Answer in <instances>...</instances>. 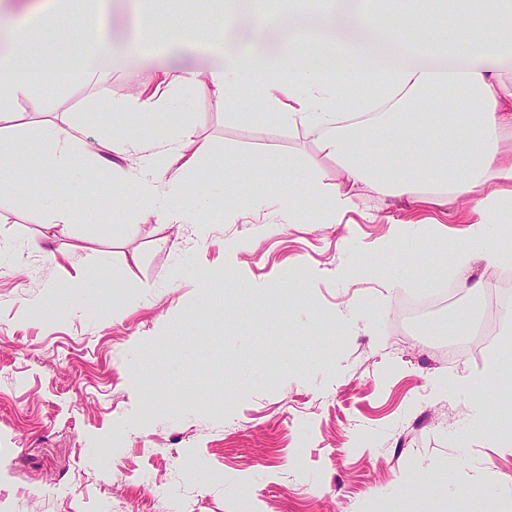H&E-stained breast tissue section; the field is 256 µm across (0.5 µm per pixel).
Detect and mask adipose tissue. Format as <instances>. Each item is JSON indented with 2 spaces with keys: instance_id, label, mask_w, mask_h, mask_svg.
Masks as SVG:
<instances>
[{
  "instance_id": "obj_1",
  "label": "adipose tissue",
  "mask_w": 512,
  "mask_h": 512,
  "mask_svg": "<svg viewBox=\"0 0 512 512\" xmlns=\"http://www.w3.org/2000/svg\"><path fill=\"white\" fill-rule=\"evenodd\" d=\"M107 2L85 0L94 25L78 71L89 80L97 77L108 48L103 32ZM360 22L378 40L377 49L321 44L289 53L274 66L241 55L232 63L235 80H228L220 65L203 81L190 72H170L157 83L142 84L135 104L105 96L97 107L109 115L116 132L134 118L161 129L174 85L262 106L275 122L302 128L325 155L340 161L342 185L331 191L311 187L326 203L324 223H336L355 209L350 189L358 184L426 207L462 203L460 221L469 234L451 264L460 275L459 287L476 288L467 275L474 261L512 265V231H486L496 216L512 212V79L502 77L493 53L496 36L512 31V0H372ZM453 30L465 31V38L449 42ZM25 33V27H17L12 49L0 50V104L27 96L48 76L37 63L19 64L16 48ZM219 35L216 26L205 36L192 30L175 34L142 11L128 48L135 52L143 44L173 39L196 48ZM427 53L447 56V66L416 64V57ZM452 88L465 91L466 108L454 114L435 111L438 91ZM80 132L73 124L45 125L30 147L47 162L64 164L79 148ZM209 153L207 144L183 131L153 151L142 174L130 175L128 184L143 197L176 194L182 177ZM404 153L408 161L394 163V156Z\"/></svg>"
}]
</instances>
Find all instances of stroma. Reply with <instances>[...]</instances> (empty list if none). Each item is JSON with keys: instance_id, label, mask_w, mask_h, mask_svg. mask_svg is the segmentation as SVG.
I'll return each instance as SVG.
<instances>
[{"instance_id": "1", "label": "stroma", "mask_w": 512, "mask_h": 512, "mask_svg": "<svg viewBox=\"0 0 512 512\" xmlns=\"http://www.w3.org/2000/svg\"><path fill=\"white\" fill-rule=\"evenodd\" d=\"M235 8L217 49L155 47L124 53L133 0H112L105 23L112 56L88 84L34 89L6 104L22 114L0 126L28 137L45 123H80L87 145L67 168L32 153H0V171L37 191L25 203L0 196V512H386L399 479L416 466L449 471L424 497L426 512H512V450L471 423L468 401L434 395L441 375L472 376L494 410H508L512 373L485 376L498 351L485 334L493 298L508 303L496 324L512 327V275L479 264L486 286L466 292L406 334L398 307L456 285L448 267L464 242L457 205L436 212L358 185L340 224H322L324 202L309 181L333 187L343 174L303 129L255 107L186 87L175 90L172 131L191 129L212 154L188 173L177 199L184 218L159 232L127 192L138 125L105 138L98 97L135 100L137 83L165 71L208 74L218 59L248 53L277 61L294 46L298 14L280 9L255 36L251 0H165L166 26L202 29ZM367 0H306L321 40L355 44L352 17ZM61 25L78 33L80 10ZM58 25V26H61ZM32 22L24 56L50 69L76 63L81 38ZM127 158L100 167L97 156ZM292 156V178L264 185L251 204L246 164ZM306 197L293 223L279 200ZM81 195L72 224L50 228L44 205ZM234 201L236 223L224 221ZM402 220L401 237L391 235ZM40 249H31V240ZM420 258L402 287L392 271ZM343 311L345 320L335 318ZM469 313L470 348L450 355L440 326Z\"/></svg>"}]
</instances>
